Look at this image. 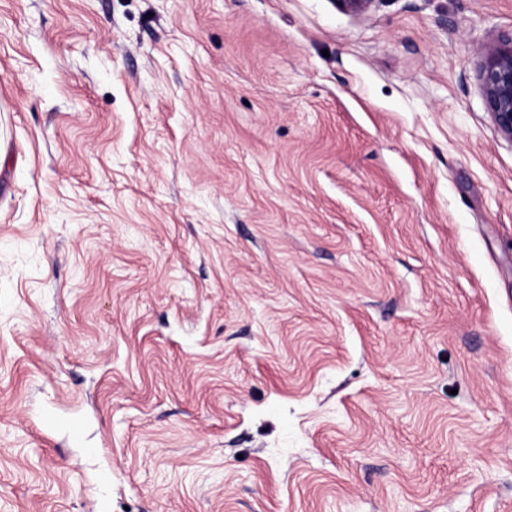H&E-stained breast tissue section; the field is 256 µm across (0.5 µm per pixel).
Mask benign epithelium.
<instances>
[{"label": "benign epithelium", "mask_w": 512, "mask_h": 512, "mask_svg": "<svg viewBox=\"0 0 512 512\" xmlns=\"http://www.w3.org/2000/svg\"><path fill=\"white\" fill-rule=\"evenodd\" d=\"M349 13L363 14L377 0H335ZM488 110L499 130L512 140V37L488 49L478 74Z\"/></svg>", "instance_id": "obj_1"}]
</instances>
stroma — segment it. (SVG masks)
<instances>
[{"instance_id": "35a3bbf8", "label": "stroma", "mask_w": 512, "mask_h": 512, "mask_svg": "<svg viewBox=\"0 0 512 512\" xmlns=\"http://www.w3.org/2000/svg\"><path fill=\"white\" fill-rule=\"evenodd\" d=\"M512 0H0V512H512ZM478 78L497 127L512 140V35L486 51Z\"/></svg>"}]
</instances>
